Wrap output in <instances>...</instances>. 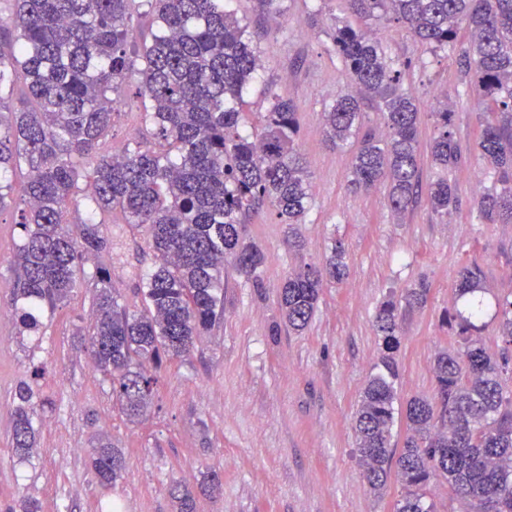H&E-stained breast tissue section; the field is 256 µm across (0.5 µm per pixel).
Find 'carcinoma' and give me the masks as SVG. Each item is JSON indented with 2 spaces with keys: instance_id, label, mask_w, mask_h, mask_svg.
<instances>
[{
  "instance_id": "carcinoma-1",
  "label": "carcinoma",
  "mask_w": 512,
  "mask_h": 512,
  "mask_svg": "<svg viewBox=\"0 0 512 512\" xmlns=\"http://www.w3.org/2000/svg\"><path fill=\"white\" fill-rule=\"evenodd\" d=\"M365 23L338 20L336 52L352 90L323 112L330 140H358L349 168L356 191L386 190L390 208L404 213L420 200L441 216L459 203L448 171L470 161L455 139L448 105L431 113L435 177L422 181L415 94L403 87L406 64L387 55L370 25L401 24L432 52L456 50L457 30H470L460 53L461 84L485 101L476 160L492 170L477 197L479 217L512 224V0H346ZM152 16L150 41H135L134 21ZM262 71L260 50L231 0H15L10 26H0V180L25 171V207L18 212L21 244L13 256L12 311L19 333H37L46 313L86 282L94 290L88 351L112 398L131 421L153 404L166 363L190 351L224 309V265L254 283L264 253L241 235L244 219L267 203L295 231L311 204L310 181L298 151L294 105L269 84L259 124L239 111L245 90ZM23 74L25 97L9 102L5 86ZM140 79L144 141L112 157L107 139L121 101L112 97L129 75ZM377 105L383 138L367 125ZM11 115L3 123V110ZM82 206L85 218L71 219ZM122 215L144 236L154 265L140 275L142 308L132 310L112 288L110 250L101 225ZM349 266L342 242L322 263L308 264L281 285L280 318L304 331L324 283L341 282ZM428 288L407 289L405 306L425 303ZM483 271L472 261L457 275L445 315L458 348L436 357L435 390L410 399L402 413L406 435L392 442L398 411L395 358L399 305L381 304L375 317L383 355L354 418L356 451L371 490L396 476L402 491L395 512H436L430 482L454 489L459 512H512V293L482 297ZM497 323L499 356L473 338ZM44 368L15 393L13 448L22 458L37 448L34 420L46 401L34 389ZM122 451L107 436L91 466L109 489L123 469Z\"/></svg>"
}]
</instances>
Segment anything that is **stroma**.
Listing matches in <instances>:
<instances>
[{"mask_svg":"<svg viewBox=\"0 0 512 512\" xmlns=\"http://www.w3.org/2000/svg\"><path fill=\"white\" fill-rule=\"evenodd\" d=\"M242 23L255 34L264 68L243 106L268 107L266 84L293 102L299 150L311 174L313 204L289 242L287 225L270 208L242 226L246 241L266 258L261 284L234 268L224 280V317L185 357L163 372L147 416L129 421L112 399L77 333L92 319V288L76 289L44 319L42 335L23 336L13 316L0 317V512H176L169 494L178 484L192 491L194 512H394L402 488L390 480L382 493L369 490L356 454L353 417L359 395L381 355L375 316L389 296L427 282L423 306L402 309L398 326V397L432 395L438 352L456 337L442 323L457 271L477 261L488 297L512 293V224L481 223L474 181L489 185L483 164L450 171L460 203L445 216L426 205L397 214L384 191L347 185L352 146L333 147L322 114L350 79L332 39L335 18H348L344 0H281L276 20L261 19L256 0H233ZM374 31L389 55L406 62L403 83L419 99L418 142L424 180L434 177L431 113L438 92L460 78L458 55L432 54L401 27ZM139 82L128 78L115 92L122 105L108 142L125 150L143 139L137 114ZM452 128L464 150H473L486 103L476 93L451 98ZM24 175L11 182L0 211V308H10L11 258L20 244L15 205ZM342 241L349 275L323 288L317 311L302 333L288 330L278 311L279 287L289 273L322 262ZM154 261L147 245L122 239L112 248V286L138 308L140 271ZM45 372L36 386L49 405L35 420L38 448L28 458L12 443L13 398L34 366ZM124 455L111 489H102L89 456L101 433ZM219 495L202 494L210 474Z\"/></svg>","mask_w":512,"mask_h":512,"instance_id":"1","label":"stroma"}]
</instances>
